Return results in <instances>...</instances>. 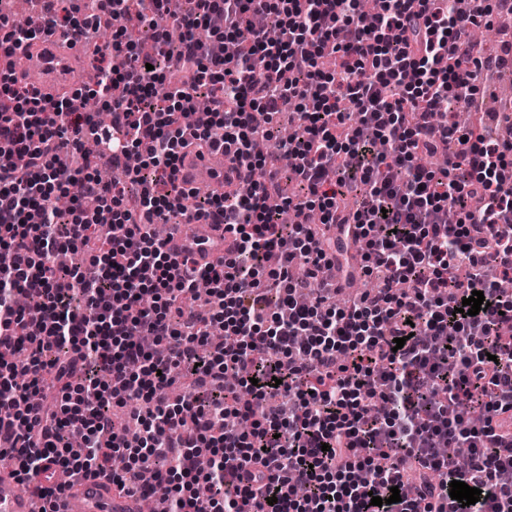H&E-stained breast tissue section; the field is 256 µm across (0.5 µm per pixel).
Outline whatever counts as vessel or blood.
I'll use <instances>...</instances> for the list:
<instances>
[{
  "label": "vessel or blood",
  "instance_id": "vessel-or-blood-1",
  "mask_svg": "<svg viewBox=\"0 0 512 512\" xmlns=\"http://www.w3.org/2000/svg\"><path fill=\"white\" fill-rule=\"evenodd\" d=\"M84 45L83 39L62 31L42 35L29 50L25 69L17 78L38 89L41 93L57 95L61 89L52 81L54 64L69 65ZM232 146L223 150L196 153L187 150L177 176L185 188L193 189L207 184L211 191L224 190V178L231 165ZM200 232L188 239L174 235L173 248L191 246L194 259L201 264L222 257L225 250L224 227L212 223L204 215L193 217ZM57 512H141V499L137 496L118 493L109 480L86 479L64 487L56 498ZM0 512H31L30 498L21 485L12 461L0 460Z\"/></svg>",
  "mask_w": 512,
  "mask_h": 512
}]
</instances>
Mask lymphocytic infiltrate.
I'll return each instance as SVG.
<instances>
[{
  "mask_svg": "<svg viewBox=\"0 0 512 512\" xmlns=\"http://www.w3.org/2000/svg\"><path fill=\"white\" fill-rule=\"evenodd\" d=\"M43 2L29 25L0 17V249L12 257L0 268V458L23 487L51 460L170 512H512V293L499 287L512 279V115L493 136L455 120L481 71L506 63L469 38L498 0H386L370 23L357 0H142L154 50L117 32L95 53L108 126L17 82L10 59L58 28L92 39L93 15L121 14L124 0H85L82 19ZM226 40L238 56L218 53ZM203 95L210 119L187 130ZM289 108L285 141L272 122ZM88 136L120 178L57 166ZM192 138L234 144L237 180L189 209L177 170ZM257 138L266 154L252 153ZM438 150L445 165H419ZM287 157L300 192L286 198L254 174ZM76 182L81 198L59 211ZM285 206L295 223H280ZM191 211L230 235L222 264L153 236ZM64 248L90 252L93 277L61 269ZM325 266L343 289L378 286L333 304ZM201 279L204 315L191 303ZM476 290L487 304L471 316L461 305ZM20 292L39 321L16 310ZM214 322L233 344L209 336ZM131 401L145 405L133 439L112 418ZM74 431L82 447L67 446ZM445 444L467 450V467ZM454 480L479 501L452 500Z\"/></svg>",
  "mask_w": 512,
  "mask_h": 512,
  "instance_id": "f902f5d3",
  "label": "lymphocytic infiltrate"
}]
</instances>
